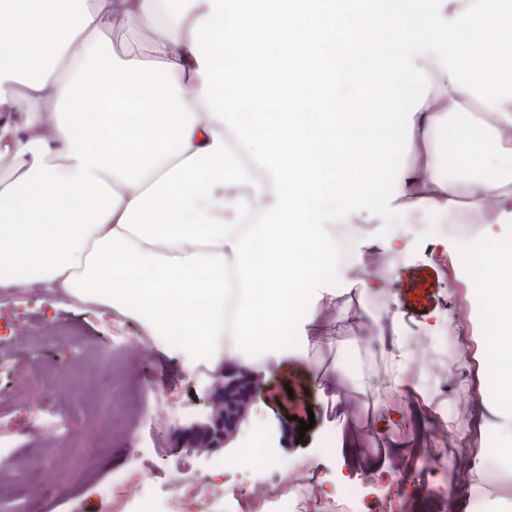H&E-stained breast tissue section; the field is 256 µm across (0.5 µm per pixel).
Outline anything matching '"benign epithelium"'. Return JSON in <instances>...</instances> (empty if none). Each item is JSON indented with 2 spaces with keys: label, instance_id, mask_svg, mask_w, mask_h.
<instances>
[{
  "label": "benign epithelium",
  "instance_id": "benign-epithelium-1",
  "mask_svg": "<svg viewBox=\"0 0 512 512\" xmlns=\"http://www.w3.org/2000/svg\"><path fill=\"white\" fill-rule=\"evenodd\" d=\"M256 389V380L248 373L235 367L226 369L219 384L207 395L212 411L206 421L180 428L182 446L210 450L224 447L247 415Z\"/></svg>",
  "mask_w": 512,
  "mask_h": 512
}]
</instances>
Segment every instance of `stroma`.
<instances>
[{
    "label": "stroma",
    "mask_w": 512,
    "mask_h": 512,
    "mask_svg": "<svg viewBox=\"0 0 512 512\" xmlns=\"http://www.w3.org/2000/svg\"><path fill=\"white\" fill-rule=\"evenodd\" d=\"M372 179L364 187L365 200L355 224L361 230V244L367 267L383 286L381 293L362 296L349 291L337 305H324L322 320L329 343L308 356L289 358L287 365L270 367L258 376V390L252 401L263 422L254 426L243 421L236 435L218 451H198L177 445L179 427L204 420L211 407L205 390L216 383L217 374H188L176 354V344L167 350L135 349L142 326L111 309L64 300L34 288L0 298V374L28 370L34 358L28 349L15 347V336L26 329L48 325L69 330L87 342L111 343L127 366V399L121 419L123 429L112 426L104 416L95 426L79 428V406L60 400H46L39 379H29L26 389L0 395V456L26 457L42 453L59 431L73 430L76 446L71 456L50 457L48 474L19 475L15 489L0 498V512H114L110 487L130 472L141 473L157 498L177 497L182 483L208 479L223 486H255L250 467L241 452L254 432L263 435L270 448L264 484L285 479L290 467L307 469L320 490L330 489L332 470L339 469L349 484L358 487L363 500L377 506L391 497L407 501L417 493L416 478L401 476L382 465L388 438L410 437L418 447H438L442 435L457 433L473 408H480L483 426L500 434L495 456L481 454V461L496 463L499 481L487 491L485 512H512V399L491 394L486 386L485 348L497 336L499 326L488 325L477 315L474 289L456 261L442 247L444 225H422L411 217L413 246L406 257L387 255L372 245L370 237L382 220V209L395 191V178L409 164L403 146L370 155ZM350 305L367 310V319L349 330L339 309ZM399 320L407 331L415 358L408 368V387L389 386L392 365L388 350L378 344L381 328ZM469 328L472 379L463 393L443 399L442 378H453L451 362L457 325ZM320 363L336 376V392L328 394L311 376L313 363ZM443 404L445 414L439 427L416 424L412 411L426 399ZM383 401L398 415L397 421L379 428L373 410ZM314 417L305 433H298L301 419ZM354 431L364 437L365 461L377 462L375 474L346 460L334 446L339 431ZM42 485L41 495L26 491L28 481Z\"/></svg>",
    "instance_id": "obj_1"
}]
</instances>
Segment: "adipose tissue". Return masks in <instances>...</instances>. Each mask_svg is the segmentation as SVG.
I'll use <instances>...</instances> for the list:
<instances>
[{
	"label": "adipose tissue",
	"mask_w": 512,
	"mask_h": 512,
	"mask_svg": "<svg viewBox=\"0 0 512 512\" xmlns=\"http://www.w3.org/2000/svg\"><path fill=\"white\" fill-rule=\"evenodd\" d=\"M0 0V288L103 305L163 347L182 337L188 373L230 361L253 372L326 342L320 287L336 227L372 177L366 153L403 134L392 227L410 213L512 223V0ZM156 35L140 41V30ZM122 52L99 63L103 40ZM443 99L362 108L374 74L325 78L311 56L336 40ZM162 77L155 93L143 76ZM341 118L300 111L309 86ZM110 97L94 125L91 89ZM472 169L462 194L440 148ZM264 245L254 261V241ZM110 278H103V270ZM303 315H296L298 304Z\"/></svg>",
	"instance_id": "adipose-tissue-1"
}]
</instances>
